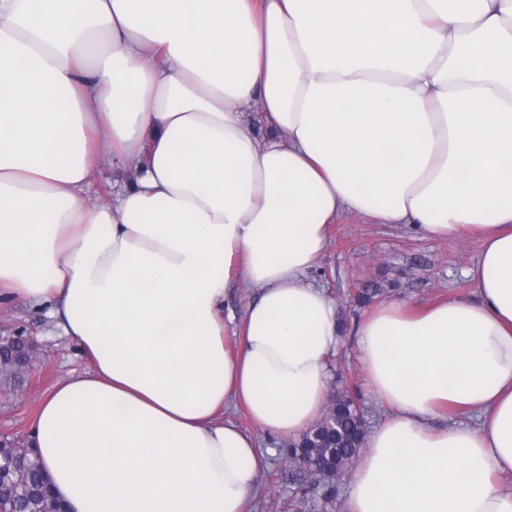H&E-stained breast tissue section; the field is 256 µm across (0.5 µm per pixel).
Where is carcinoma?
<instances>
[{
	"mask_svg": "<svg viewBox=\"0 0 512 512\" xmlns=\"http://www.w3.org/2000/svg\"><path fill=\"white\" fill-rule=\"evenodd\" d=\"M28 369L18 364L3 372V382L20 386L26 381ZM330 411L336 421L320 423L305 434L314 447L307 456L308 465L319 472L329 463L336 465V479L343 478L344 467L355 458L365 439L364 423L356 414L353 396L338 391L331 398ZM0 462L12 464L24 471L19 481H0V512H54L56 502L39 491L47 481L40 463L31 452L13 445L0 446Z\"/></svg>",
	"mask_w": 512,
	"mask_h": 512,
	"instance_id": "cac0c4a2",
	"label": "carcinoma"
}]
</instances>
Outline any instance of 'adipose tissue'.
<instances>
[{"label":"adipose tissue","instance_id":"adipose-tissue-1","mask_svg":"<svg viewBox=\"0 0 512 512\" xmlns=\"http://www.w3.org/2000/svg\"><path fill=\"white\" fill-rule=\"evenodd\" d=\"M107 158L134 181L103 201ZM346 213L480 242L474 297L358 328L392 415L348 512H512V0H0V307L90 362L30 432L68 512H245L269 453L224 406L319 418L340 330L307 276ZM429 423L435 427H443L449 424H465L471 427H477L479 417L478 414L473 411H446L431 418Z\"/></svg>","mask_w":512,"mask_h":512}]
</instances>
